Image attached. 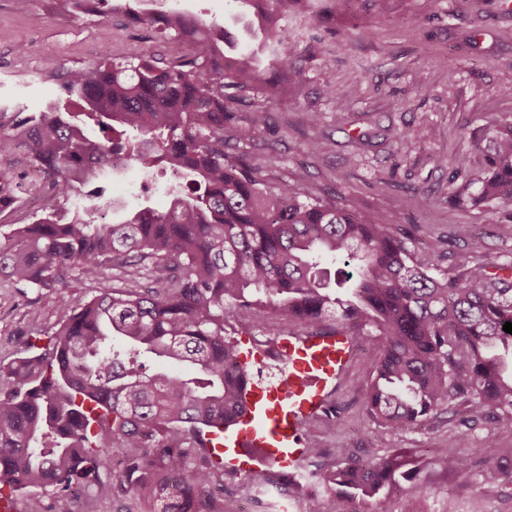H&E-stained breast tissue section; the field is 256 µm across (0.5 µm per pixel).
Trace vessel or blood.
Here are the masks:
<instances>
[{"instance_id": "obj_1", "label": "vessel or blood", "mask_w": 512, "mask_h": 512, "mask_svg": "<svg viewBox=\"0 0 512 512\" xmlns=\"http://www.w3.org/2000/svg\"><path fill=\"white\" fill-rule=\"evenodd\" d=\"M354 352L355 345L346 336L284 342L279 355L288 368L287 385L253 386L251 397L232 422L215 421L206 432V448L226 464L247 471L266 463L293 474L302 452L301 420L330 410L326 387L339 379Z\"/></svg>"}]
</instances>
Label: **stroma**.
Segmentation results:
<instances>
[{
  "mask_svg": "<svg viewBox=\"0 0 512 512\" xmlns=\"http://www.w3.org/2000/svg\"><path fill=\"white\" fill-rule=\"evenodd\" d=\"M311 16L288 18L293 76L288 92L276 99L262 91L245 93L237 106L242 117H258L253 140L237 142L225 130L229 154H245L266 186L297 184L305 193L335 201L363 220L393 215L416 258L435 256L448 269L454 255L476 260L497 255L512 260V205L477 206L476 187L462 157L478 158L485 130L512 119V0H390L385 21L374 19L373 0H317ZM171 42L153 27L130 23L127 16H75L70 0H0V113L37 112L58 100L60 66L85 68L101 57L117 60L138 52L173 61ZM453 71L452 80L440 75ZM61 111L72 104L58 100ZM321 115L318 124L307 115ZM420 136L405 142L400 133ZM282 162L269 167L267 157ZM35 181L25 164L0 168V224H27L42 214L39 202H13L18 186ZM431 200L417 205L418 196ZM472 227L457 237V225ZM139 276L107 263L97 282H74L66 293L79 307L107 288L135 289ZM55 302L48 292L0 281V362L20 357L26 342L46 344L58 328ZM227 332L250 352L253 375H260L266 347L288 336H304L297 324L270 335L266 324ZM359 349L343 370L335 394L336 410L306 418L304 438L320 442L322 458L299 460L310 473L319 464L346 454L360 459L401 455L418 461L416 486L392 491L390 512H512V491L485 496L473 474L512 448V428L482 418L472 422L468 447L448 461L435 456L460 428L451 408L439 407L424 423L402 429L375 424L364 408L370 384L367 366L376 357ZM326 497L321 483L301 489L268 484L245 504L246 512H284L291 501Z\"/></svg>",
  "mask_w": 512,
  "mask_h": 512,
  "instance_id": "35a3bbf8",
  "label": "stroma"
}]
</instances>
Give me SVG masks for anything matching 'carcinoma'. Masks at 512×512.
<instances>
[{"instance_id":"carcinoma-1","label":"carcinoma","mask_w":512,"mask_h":512,"mask_svg":"<svg viewBox=\"0 0 512 512\" xmlns=\"http://www.w3.org/2000/svg\"><path fill=\"white\" fill-rule=\"evenodd\" d=\"M311 0H252L262 53L236 49L226 29L191 15L134 12L131 21L185 44L189 55L157 62L134 54L71 68L59 96L77 105L40 112L0 113V167L21 161L42 176L45 216L0 225V278L45 289L60 328L44 350L0 364V500L40 489L55 512H74L76 495L105 498L114 487L157 492L158 512H217L213 472L173 487L169 473L186 466L185 448L201 447L215 416L246 403L252 373L239 341L224 334L272 310L323 334L353 336L377 349L368 371L367 414L380 426L421 423L458 397L466 420L491 415L512 427V261L457 256L452 272L435 258L421 262L398 235L393 217L365 222L330 200L295 185L269 190L245 155L225 150L224 127L247 142L234 103L264 88L262 59L289 65L288 14ZM236 94L229 96L226 90ZM103 134L95 139L93 132ZM473 183L475 204L512 205V121L486 130ZM142 172L170 170L185 181L163 210L111 204L101 184L112 176V154ZM112 207V222L95 215ZM168 272L166 286L106 290L79 308L69 304V280L99 281L104 264ZM193 368V376L176 366ZM458 431L438 449L443 459L468 445ZM139 448L113 478L111 449ZM417 467L401 456L341 458L323 474L329 508L308 500L307 512H348L354 501L389 512L392 489L414 483ZM486 495L512 486V455L474 475Z\"/></svg>"}]
</instances>
